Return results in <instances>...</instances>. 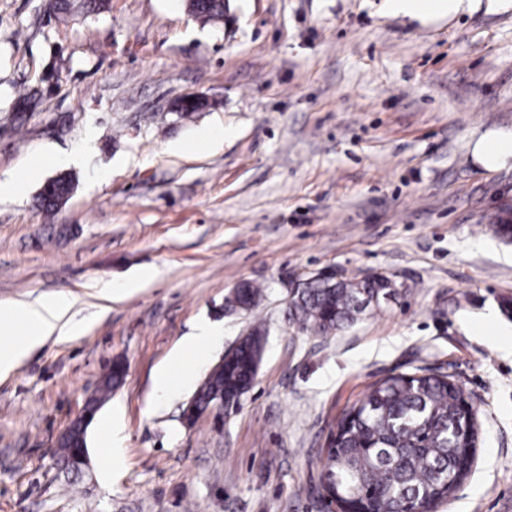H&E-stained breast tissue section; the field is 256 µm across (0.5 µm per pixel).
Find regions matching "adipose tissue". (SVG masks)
Here are the masks:
<instances>
[{"instance_id":"adipose-tissue-1","label":"adipose tissue","mask_w":512,"mask_h":512,"mask_svg":"<svg viewBox=\"0 0 512 512\" xmlns=\"http://www.w3.org/2000/svg\"><path fill=\"white\" fill-rule=\"evenodd\" d=\"M512 0H386L387 9L414 19L456 18L480 7L505 9ZM473 154L485 169L498 170L512 165V132L493 131L480 137ZM77 300L71 294L56 292L29 302H0V335L8 344L0 346V377L8 376L48 340L72 341L83 336L87 324L76 317ZM217 331L207 323L186 336L171 367L161 370L156 388L161 396L172 394L181 379L187 378L204 362Z\"/></svg>"}]
</instances>
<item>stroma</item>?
I'll return each instance as SVG.
<instances>
[{"mask_svg":"<svg viewBox=\"0 0 512 512\" xmlns=\"http://www.w3.org/2000/svg\"><path fill=\"white\" fill-rule=\"evenodd\" d=\"M83 2L59 15L0 0V175L92 142L0 200V301L69 292L89 324L0 380V512H338L323 488L337 416L425 367L452 376L481 429L436 512H512V243L489 226L512 168L473 156L486 132L512 131V8L422 24L384 0H226L204 22L187 0ZM188 94L205 106L178 118ZM61 174L74 191L45 211L37 197ZM147 267L161 275L144 291L99 298ZM324 271L400 292L346 329L301 330L288 283ZM244 281L261 302L225 313ZM257 320L251 388L183 423ZM204 321L220 343L160 398L158 370ZM116 360L125 378L88 428L89 470L67 481L55 442ZM114 414L126 440L109 471L100 421Z\"/></svg>","mask_w":512,"mask_h":512,"instance_id":"stroma-1","label":"stroma"}]
</instances>
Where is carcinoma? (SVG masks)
Returning <instances> with one entry per match:
<instances>
[{
    "instance_id": "carcinoma-1",
    "label": "carcinoma",
    "mask_w": 512,
    "mask_h": 512,
    "mask_svg": "<svg viewBox=\"0 0 512 512\" xmlns=\"http://www.w3.org/2000/svg\"><path fill=\"white\" fill-rule=\"evenodd\" d=\"M191 11L204 19L224 15V0H192ZM73 190L65 177L49 180L39 199L52 210L64 203ZM492 230L504 241L512 240V215L501 210L494 215ZM389 284L375 278L339 281L317 280L298 289L288 303V320L311 332L328 335L355 323L366 313L360 307L367 295L384 303ZM262 288L244 283L227 299V307L253 310ZM265 328L255 323L239 345L224 354V366L208 376L197 389V405L206 407L219 395L247 389L255 377V355L264 348ZM124 371L111 367L103 373L98 389L86 401L89 419L120 386ZM462 389L449 376L436 373L391 374L370 386L368 393L336 420L328 455L330 494L339 507L361 496L370 512H432L466 477L461 458L475 447V433L460 429L459 401ZM89 423L74 420L56 452L64 472L79 476L80 469L68 458L86 445Z\"/></svg>"
}]
</instances>
